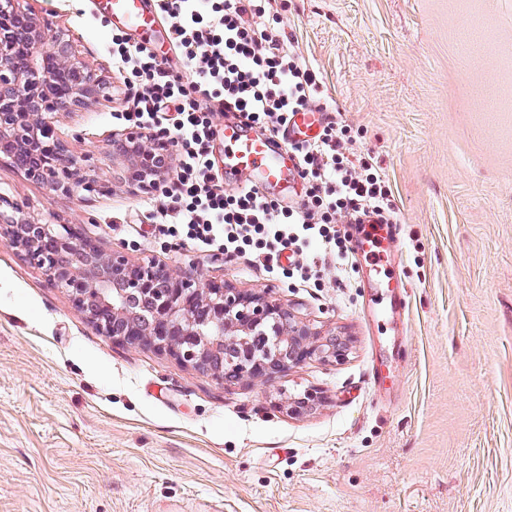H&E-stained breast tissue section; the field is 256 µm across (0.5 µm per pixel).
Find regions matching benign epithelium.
<instances>
[{
	"label": "benign epithelium",
	"instance_id": "7a95c632",
	"mask_svg": "<svg viewBox=\"0 0 512 512\" xmlns=\"http://www.w3.org/2000/svg\"><path fill=\"white\" fill-rule=\"evenodd\" d=\"M95 64L76 58L70 40L46 37L38 14L14 0L0 3V153L50 191L72 194L84 185L82 153L52 134V115L86 104L97 94ZM113 159L127 181L149 187L159 170L155 146L137 132L113 139ZM0 233L54 286L67 285L74 307L106 338L131 347L150 346L220 381L263 386L274 375L308 359L339 362L347 339L324 336L291 305L264 293L218 286L192 271L134 265L106 253L73 224H36L0 212ZM273 336L263 359L228 353L248 347L253 335ZM318 393L283 391L275 408L288 415L311 411Z\"/></svg>",
	"mask_w": 512,
	"mask_h": 512
}]
</instances>
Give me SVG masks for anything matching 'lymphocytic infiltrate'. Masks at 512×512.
I'll return each mask as SVG.
<instances>
[{
	"label": "lymphocytic infiltrate",
	"instance_id": "lymphocytic-infiltrate-1",
	"mask_svg": "<svg viewBox=\"0 0 512 512\" xmlns=\"http://www.w3.org/2000/svg\"><path fill=\"white\" fill-rule=\"evenodd\" d=\"M157 5L171 21L181 70L146 46L112 37L128 103L116 118L169 152V174L156 183L162 200L149 215L156 232L201 253L221 252L228 261L248 255L267 273L321 287L326 269L340 273L352 261L339 229L342 219L360 223L376 216L392 223L386 175L370 159H349L351 129L333 117L318 140L291 147L301 169L300 207L283 205L249 184L227 192L213 156L216 113L234 109L266 132L278 131L289 113L311 108L317 76L271 20L270 0ZM286 251L295 258L288 268L279 262Z\"/></svg>",
	"mask_w": 512,
	"mask_h": 512
}]
</instances>
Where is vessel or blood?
<instances>
[{
    "instance_id": "obj_1",
    "label": "vessel or blood",
    "mask_w": 512,
    "mask_h": 512,
    "mask_svg": "<svg viewBox=\"0 0 512 512\" xmlns=\"http://www.w3.org/2000/svg\"><path fill=\"white\" fill-rule=\"evenodd\" d=\"M112 23L125 31L152 37L157 6L154 0H99ZM330 117L324 110L290 114L279 132L262 136L251 133L246 115L232 113L218 130L224 144L221 171L225 178L246 177L249 184L265 194H288L301 181L300 168L288 150L291 142L316 139Z\"/></svg>"
}]
</instances>
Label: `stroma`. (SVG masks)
I'll use <instances>...</instances> for the list:
<instances>
[{"mask_svg": "<svg viewBox=\"0 0 512 512\" xmlns=\"http://www.w3.org/2000/svg\"><path fill=\"white\" fill-rule=\"evenodd\" d=\"M19 5L94 58L105 89L53 118L88 151V189L50 193L0 157V210L268 291L349 352L263 390L222 383L100 335L0 237V512H512V0H276L400 228L397 266L372 273L360 253L348 287L328 274L317 290L155 238V190L114 177L111 19L97 0ZM282 389L323 401L289 416Z\"/></svg>", "mask_w": 512, "mask_h": 512, "instance_id": "35a3bbf8", "label": "stroma"}]
</instances>
